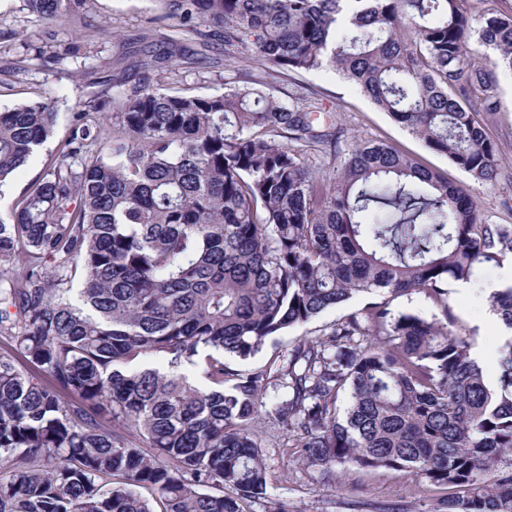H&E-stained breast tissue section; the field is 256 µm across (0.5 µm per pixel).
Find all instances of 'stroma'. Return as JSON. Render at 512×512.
<instances>
[{
	"label": "stroma",
	"instance_id": "35a3bbf8",
	"mask_svg": "<svg viewBox=\"0 0 512 512\" xmlns=\"http://www.w3.org/2000/svg\"><path fill=\"white\" fill-rule=\"evenodd\" d=\"M157 0H90L88 18L96 25L99 55L98 70L116 65L118 76L127 84L137 83L142 72L137 66V49L158 48L165 38L173 37L193 44L195 37L178 27L175 19L162 16ZM81 26L56 23L45 25L22 11L19 0H0V110L12 104L35 99L46 89H53L57 101L54 136L46 148L36 152L17 169L0 189V214L8 215L12 201L20 191L43 171L51 151L64 140L74 124L75 112L81 111L89 98L88 78L69 70H48L35 56L48 39L66 44L79 41ZM30 57L27 71L5 72L6 60ZM265 76L268 90L283 102H290L300 89L312 92L321 112L331 114L344 132L345 142L355 139L381 140L409 154L439 173L448 183L462 186L471 196L480 219L496 224H512V74L499 77L500 111L485 117L487 136L495 141L505 162L504 176L492 184L478 183L445 156L428 149L407 129L376 107L352 84L331 70L283 75L270 64L244 60L232 66L205 67L187 73L176 70L161 74L164 83L187 82L204 93L223 92L225 85L240 84L243 75ZM502 267L482 270L478 285L471 293L456 288L448 290V310L475 342L485 365H492L506 339V331L487 322L491 314L488 285L498 282ZM364 297L331 308L318 317L290 328L269 341L254 357L234 361V368L251 370L287 357L289 348L302 339L320 335L337 320L363 306ZM287 437L277 424L262 425L261 446L267 471V493L263 499L245 502L243 512H434L445 489L431 485L425 478L406 471L355 469L331 479L317 468L300 461L286 446Z\"/></svg>",
	"mask_w": 512,
	"mask_h": 512
}]
</instances>
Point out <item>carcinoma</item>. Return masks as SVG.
<instances>
[{"mask_svg":"<svg viewBox=\"0 0 512 512\" xmlns=\"http://www.w3.org/2000/svg\"><path fill=\"white\" fill-rule=\"evenodd\" d=\"M21 2L95 39L88 0ZM158 2L201 46L222 40L226 62L333 68L430 150L497 180L499 148L478 114L499 110L497 73L512 72V10ZM472 39L493 57L477 61ZM39 57L88 70L94 55L70 45ZM205 62L178 39L145 53L142 82L113 84L110 114L75 113L57 158L0 217V336L12 350L0 355V512H241L266 494V418L325 473L412 471L453 490L436 512H512V338L490 385L448 313L450 282L512 257V225L481 220L462 188L388 143L342 150L307 93L286 104L260 76L211 94L150 84ZM56 114L46 96L0 112V188L52 137ZM309 149L340 159L332 176L307 167ZM413 292L439 314L395 312ZM357 295L375 300L295 343L286 363L226 362ZM492 303L512 330V286ZM199 362L207 387L181 373Z\"/></svg>","mask_w":512,"mask_h":512,"instance_id":"obj_1","label":"carcinoma"}]
</instances>
